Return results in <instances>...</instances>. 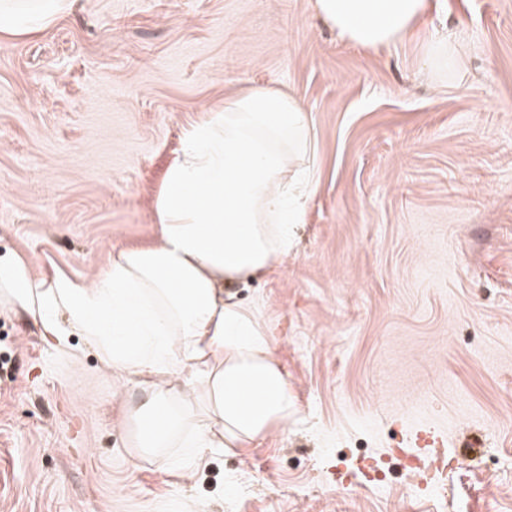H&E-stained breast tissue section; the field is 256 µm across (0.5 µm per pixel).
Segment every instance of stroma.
Instances as JSON below:
<instances>
[{
  "label": "stroma",
  "instance_id": "obj_1",
  "mask_svg": "<svg viewBox=\"0 0 512 512\" xmlns=\"http://www.w3.org/2000/svg\"><path fill=\"white\" fill-rule=\"evenodd\" d=\"M463 70L417 43H348L314 0H70L0 37V257L33 285L154 241L149 207L186 130L244 90L306 106L315 189L281 271L235 286L288 373L287 432L141 457L139 388L80 334L0 305V512H512V0H437ZM437 429L445 495L354 463ZM462 34L442 35L431 38L422 44L424 56L427 59L428 67L426 74L433 72H452L462 66L463 60L457 50L458 42Z\"/></svg>",
  "mask_w": 512,
  "mask_h": 512
}]
</instances>
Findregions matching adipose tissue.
<instances>
[{
  "instance_id": "obj_1",
  "label": "adipose tissue",
  "mask_w": 512,
  "mask_h": 512,
  "mask_svg": "<svg viewBox=\"0 0 512 512\" xmlns=\"http://www.w3.org/2000/svg\"><path fill=\"white\" fill-rule=\"evenodd\" d=\"M67 0L29 10L0 4V33L49 28ZM338 35L367 49L417 38L432 0H314ZM305 105L280 90L224 101L188 129L150 200L157 238L113 252L86 283L33 287L21 261L0 264V301L65 344L93 342L104 364L136 376L143 395L120 426L134 425L143 454L179 448L191 473L213 448H240L287 427L297 412L287 374L254 308L229 287L265 278L293 249L311 174ZM65 313L60 325L56 313ZM154 427H140L142 419Z\"/></svg>"
}]
</instances>
